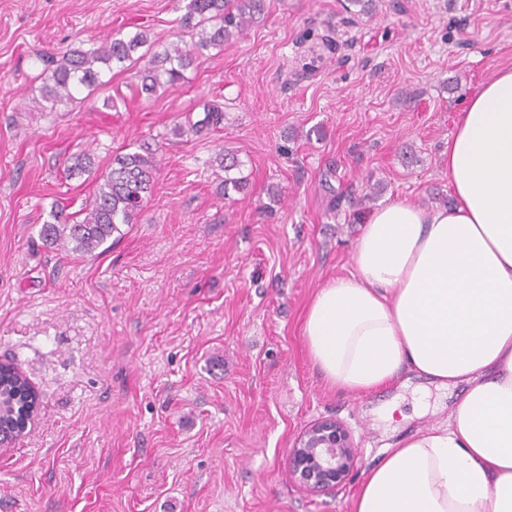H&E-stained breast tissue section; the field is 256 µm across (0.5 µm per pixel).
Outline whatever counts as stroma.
Returning a JSON list of instances; mask_svg holds the SVG:
<instances>
[{
    "instance_id": "35a3bbf8",
    "label": "stroma",
    "mask_w": 512,
    "mask_h": 512,
    "mask_svg": "<svg viewBox=\"0 0 512 512\" xmlns=\"http://www.w3.org/2000/svg\"><path fill=\"white\" fill-rule=\"evenodd\" d=\"M187 2L0 0V362L40 394L0 452V512H351L385 449L462 397L333 388L304 320L353 271L373 211L451 203L448 139L465 98L512 68V0H267L155 96L115 69L35 108L42 55L140 30L154 50L191 48ZM206 102L223 119L193 132ZM144 146L155 186L120 243L86 257L44 247L51 210L84 207L113 157ZM227 149L237 191L224 189ZM79 153L92 169L66 176ZM392 402L403 417L388 425ZM322 419L351 432L356 461L337 491L313 494L289 453Z\"/></svg>"
}]
</instances>
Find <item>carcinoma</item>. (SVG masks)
I'll use <instances>...</instances> for the list:
<instances>
[{"label": "carcinoma", "instance_id": "carcinoma-1", "mask_svg": "<svg viewBox=\"0 0 512 512\" xmlns=\"http://www.w3.org/2000/svg\"><path fill=\"white\" fill-rule=\"evenodd\" d=\"M264 8V0H188L181 26L196 32L194 52L222 47L224 42L239 36L254 22ZM147 34L138 31L131 36L119 33L104 39L99 46L70 48L50 61L49 74L42 90V101L53 106L74 100L79 88L92 89L104 84L103 70L132 62V53L148 45ZM193 63V52L174 45L163 52L152 53L148 63L137 72L140 93L152 96L167 85L183 79V72ZM204 118L192 129L200 133L217 125L222 113L217 106L203 103ZM220 167L224 168V192L242 187L243 178L231 177L241 162L231 151L224 152ZM158 163L155 153L145 148L141 152L118 154L112 159L110 171L104 176L97 193L83 207L84 217L59 208L51 212V220L42 225L40 236L45 244L70 246V251L82 256L111 242L118 243L132 228L151 193ZM0 392L10 401L11 414L0 431L14 435L31 409L39 405V393L28 379L11 364L0 365Z\"/></svg>", "mask_w": 512, "mask_h": 512}]
</instances>
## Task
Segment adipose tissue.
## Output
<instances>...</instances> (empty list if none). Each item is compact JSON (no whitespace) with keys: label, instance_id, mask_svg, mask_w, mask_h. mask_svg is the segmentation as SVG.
Returning a JSON list of instances; mask_svg holds the SVG:
<instances>
[{"label":"adipose tissue","instance_id":"adipose-tissue-1","mask_svg":"<svg viewBox=\"0 0 512 512\" xmlns=\"http://www.w3.org/2000/svg\"><path fill=\"white\" fill-rule=\"evenodd\" d=\"M449 207L398 198L371 213L350 275L306 314L337 389L410 374L462 387L447 422L387 449L353 512H512V69L495 71L448 140Z\"/></svg>","mask_w":512,"mask_h":512}]
</instances>
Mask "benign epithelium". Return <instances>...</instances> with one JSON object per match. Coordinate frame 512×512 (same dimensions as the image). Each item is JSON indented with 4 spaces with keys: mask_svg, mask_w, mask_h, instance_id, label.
<instances>
[{
    "mask_svg": "<svg viewBox=\"0 0 512 512\" xmlns=\"http://www.w3.org/2000/svg\"><path fill=\"white\" fill-rule=\"evenodd\" d=\"M292 473L307 490L336 489L355 464V446L338 422L325 420L308 427L291 449Z\"/></svg>",
    "mask_w": 512,
    "mask_h": 512,
    "instance_id": "1",
    "label": "benign epithelium"
}]
</instances>
